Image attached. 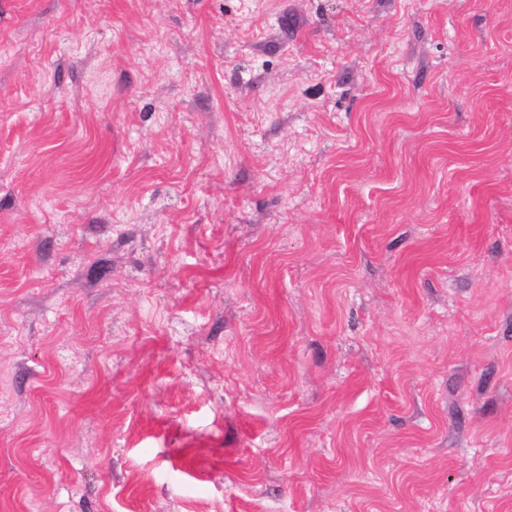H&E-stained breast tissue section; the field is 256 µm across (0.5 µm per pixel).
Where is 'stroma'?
<instances>
[{"label":"stroma","mask_w":512,"mask_h":512,"mask_svg":"<svg viewBox=\"0 0 512 512\" xmlns=\"http://www.w3.org/2000/svg\"><path fill=\"white\" fill-rule=\"evenodd\" d=\"M0 512H512V0H0Z\"/></svg>","instance_id":"obj_1"}]
</instances>
